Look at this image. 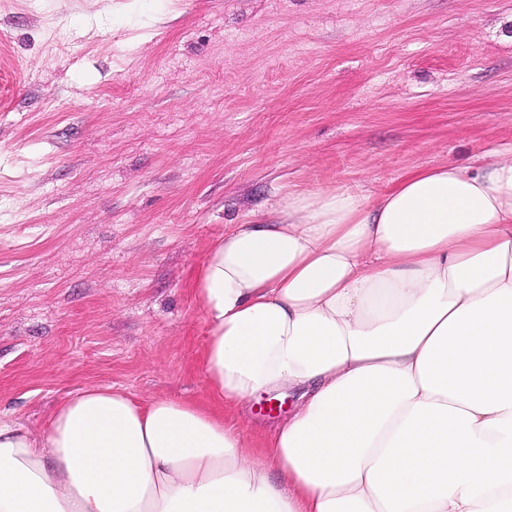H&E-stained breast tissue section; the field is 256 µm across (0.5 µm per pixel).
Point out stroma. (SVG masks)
<instances>
[{
    "label": "stroma",
    "instance_id": "35a3bbf8",
    "mask_svg": "<svg viewBox=\"0 0 512 512\" xmlns=\"http://www.w3.org/2000/svg\"><path fill=\"white\" fill-rule=\"evenodd\" d=\"M512 155V0H0V419L212 402L192 282L289 194ZM228 408L254 446L291 396Z\"/></svg>",
    "mask_w": 512,
    "mask_h": 512
}]
</instances>
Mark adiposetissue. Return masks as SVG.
<instances>
[{"label":"adipose tissue","mask_w":512,"mask_h":512,"mask_svg":"<svg viewBox=\"0 0 512 512\" xmlns=\"http://www.w3.org/2000/svg\"><path fill=\"white\" fill-rule=\"evenodd\" d=\"M192 294L216 403L296 396L265 449L90 385L0 421V512H512V158L289 195Z\"/></svg>","instance_id":"adipose-tissue-1"}]
</instances>
